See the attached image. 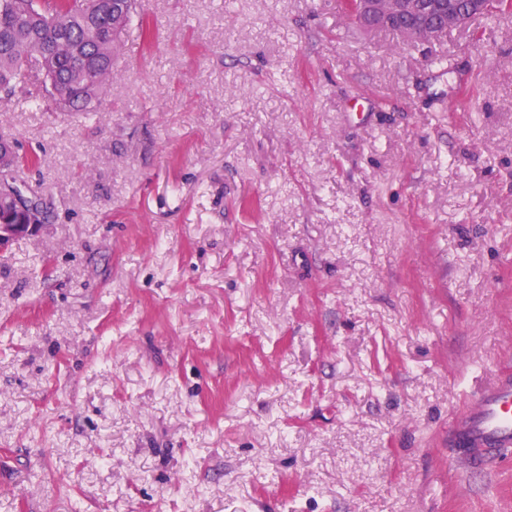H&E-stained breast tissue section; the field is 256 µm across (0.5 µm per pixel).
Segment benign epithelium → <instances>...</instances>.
I'll use <instances>...</instances> for the list:
<instances>
[{
    "instance_id": "benign-epithelium-1",
    "label": "benign epithelium",
    "mask_w": 512,
    "mask_h": 512,
    "mask_svg": "<svg viewBox=\"0 0 512 512\" xmlns=\"http://www.w3.org/2000/svg\"><path fill=\"white\" fill-rule=\"evenodd\" d=\"M435 5L427 0H356L355 16L369 29H383L399 20L403 36L409 39H435L451 30L461 28L485 12L484 0H470L468 9L459 11L453 6L438 10V18L431 22L429 14ZM43 225L32 221L28 224H5L0 221V249L13 241L39 232Z\"/></svg>"
}]
</instances>
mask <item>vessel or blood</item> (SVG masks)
Listing matches in <instances>:
<instances>
[{
    "mask_svg": "<svg viewBox=\"0 0 512 512\" xmlns=\"http://www.w3.org/2000/svg\"><path fill=\"white\" fill-rule=\"evenodd\" d=\"M452 442L469 472H483L492 454L512 448V373L501 371L453 422Z\"/></svg>",
    "mask_w": 512,
    "mask_h": 512,
    "instance_id": "b4317fda",
    "label": "vessel or blood"
}]
</instances>
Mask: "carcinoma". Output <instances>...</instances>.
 Returning <instances> with one entry per match:
<instances>
[{
	"label": "carcinoma",
	"mask_w": 512,
	"mask_h": 512,
	"mask_svg": "<svg viewBox=\"0 0 512 512\" xmlns=\"http://www.w3.org/2000/svg\"><path fill=\"white\" fill-rule=\"evenodd\" d=\"M135 14L136 0H0V92L87 117ZM0 218L18 224L27 214L5 196Z\"/></svg>",
	"instance_id": "carcinoma-1"
}]
</instances>
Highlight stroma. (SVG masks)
<instances>
[{"label":"stroma","mask_w":512,"mask_h":512,"mask_svg":"<svg viewBox=\"0 0 512 512\" xmlns=\"http://www.w3.org/2000/svg\"><path fill=\"white\" fill-rule=\"evenodd\" d=\"M95 115L0 93V512H512L449 425L512 368V13L140 0ZM428 0H356L355 16L369 29L391 27L398 20L407 23L398 29L404 30L403 36L409 39H435L448 31L461 28L468 22L480 17L496 16L511 11V0H468V9L458 11L448 4V8L438 10V18L431 23L429 14L435 5ZM51 205L52 203L47 200L35 203L36 208H38L42 215L41 223L43 224H39L35 221L28 224H18L27 218V214L25 211L15 207L13 200L8 196H4L0 203L1 219L7 223L14 224H4L0 221V249L4 250L10 243L23 236H29L39 232L45 224L49 223L51 217Z\"/></svg>","instance_id":"stroma-1"}]
</instances>
